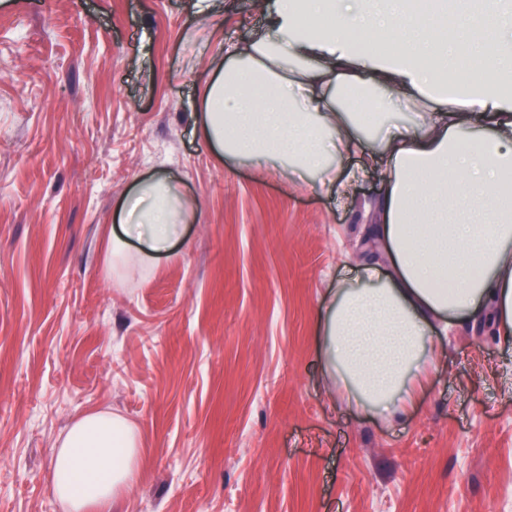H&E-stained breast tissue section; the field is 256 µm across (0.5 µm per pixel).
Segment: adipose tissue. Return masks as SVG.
<instances>
[{
  "mask_svg": "<svg viewBox=\"0 0 512 512\" xmlns=\"http://www.w3.org/2000/svg\"><path fill=\"white\" fill-rule=\"evenodd\" d=\"M448 0H281L244 47H224L204 136L218 156L286 168L343 195L379 170L368 227L380 262L336 288L319 322L327 377L387 421L405 418L439 361L435 334L477 321L512 344V0H474L457 28ZM471 53L480 73L461 68ZM419 121L379 144L351 90ZM342 155L359 159L349 173ZM187 217L170 182L149 178L119 205L113 253L135 239L167 252ZM138 438L94 411L70 426L51 486L67 512H112L138 480Z\"/></svg>",
  "mask_w": 512,
  "mask_h": 512,
  "instance_id": "adipose-tissue-1",
  "label": "adipose tissue"
}]
</instances>
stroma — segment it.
Instances as JSON below:
<instances>
[{"mask_svg": "<svg viewBox=\"0 0 512 512\" xmlns=\"http://www.w3.org/2000/svg\"><path fill=\"white\" fill-rule=\"evenodd\" d=\"M275 0H0V512H66L53 450L91 411L137 431L119 512H512V348L476 324L406 419L326 379L324 298L365 202L219 161L205 98ZM170 179L172 251L108 258L113 212Z\"/></svg>", "mask_w": 512, "mask_h": 512, "instance_id": "1", "label": "stroma"}]
</instances>
